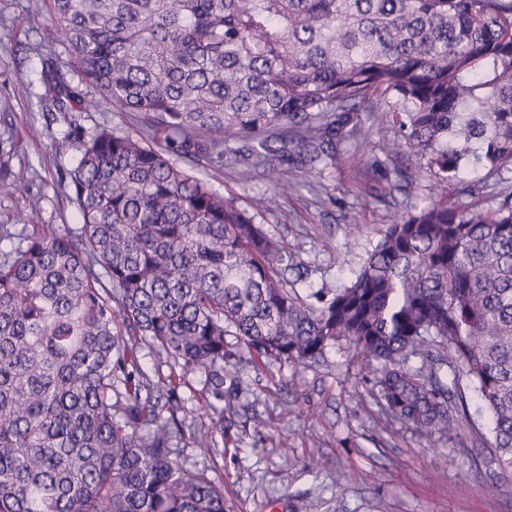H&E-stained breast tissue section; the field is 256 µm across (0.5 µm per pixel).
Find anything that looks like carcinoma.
Returning <instances> with one entry per match:
<instances>
[{
    "instance_id": "carcinoma-1",
    "label": "carcinoma",
    "mask_w": 512,
    "mask_h": 512,
    "mask_svg": "<svg viewBox=\"0 0 512 512\" xmlns=\"http://www.w3.org/2000/svg\"><path fill=\"white\" fill-rule=\"evenodd\" d=\"M82 83L142 116L78 131L81 227L0 225V512H227L224 484L173 448L180 390L204 376L193 443L224 438L233 334L315 363L344 338L386 412L426 437L489 415L512 491V0H39ZM46 97L81 101L54 68ZM384 114L396 187L445 197L401 215L328 296L288 284L282 241L193 174L243 143L241 180L298 149L307 179ZM485 162L501 202L481 207ZM169 368L153 380L139 352Z\"/></svg>"
}]
</instances>
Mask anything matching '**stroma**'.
<instances>
[{
	"mask_svg": "<svg viewBox=\"0 0 512 512\" xmlns=\"http://www.w3.org/2000/svg\"><path fill=\"white\" fill-rule=\"evenodd\" d=\"M31 0H0V180L17 182L0 196V225H45L76 229L69 174L79 153L62 113L48 111L42 70L54 62L70 84L78 78L59 37ZM87 129L108 125L136 132V114L84 92ZM374 121L363 144L340 147L335 170L323 180L330 200L321 203L308 186L276 198L254 220L281 239L293 254L289 271L300 294L346 285L351 271L397 215L424 205L435 191L452 195L448 182L423 180L418 196L394 187L379 144L390 136ZM239 159L226 154L223 168H197L210 187L242 209L273 196L277 175L297 177L296 168L258 170L250 182L238 177ZM360 218L364 230L348 235ZM237 382L224 388L236 411L224 420V442L214 456L199 455L192 424H184L183 456L223 482L229 512H512V494L494 490L503 474L490 449L469 430L457 438L424 437L383 408L374 377L347 341L329 346L323 360L293 365L248 355L227 366Z\"/></svg>",
	"mask_w": 512,
	"mask_h": 512,
	"instance_id": "35a3bbf8",
	"label": "stroma"
}]
</instances>
